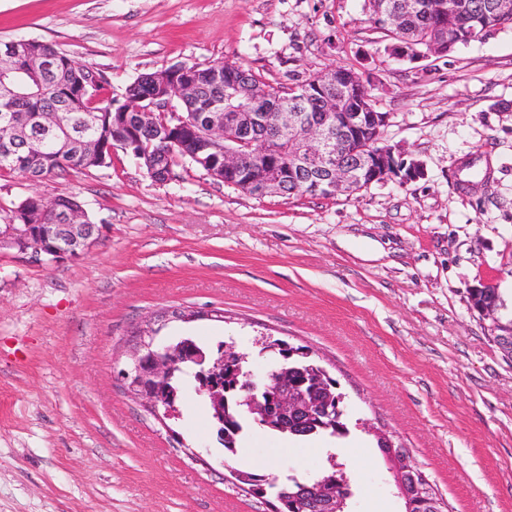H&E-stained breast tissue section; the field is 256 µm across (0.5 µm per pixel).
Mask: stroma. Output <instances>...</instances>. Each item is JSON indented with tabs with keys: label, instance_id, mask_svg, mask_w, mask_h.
Wrapping results in <instances>:
<instances>
[{
	"label": "stroma",
	"instance_id": "35a3bbf8",
	"mask_svg": "<svg viewBox=\"0 0 512 512\" xmlns=\"http://www.w3.org/2000/svg\"><path fill=\"white\" fill-rule=\"evenodd\" d=\"M54 45L121 99L138 76L217 61L290 85L350 65L373 74L382 139L421 178L346 197L256 198L182 162L159 183L112 163L31 182L0 174V224L29 195L76 193L101 228L49 266L0 253V512H266L234 470L318 473L364 453L351 512H402L376 440L408 448L448 512H512V360L468 290L512 317V28L447 55H392L366 0H0V40ZM489 178L461 188L463 161ZM214 346L270 334L336 377L354 426L306 442L252 428L225 459L194 392L176 444L120 390V346L144 318ZM208 446L199 462L191 447ZM469 303L473 310L479 312L481 314V309L488 303H494L499 311H498V324L490 325L491 331H493L495 336H493L494 340L498 338L501 334H508L511 332L512 336V318L503 320L501 317V309L504 307V301L498 291V288H492L490 285H487L483 288L482 282L479 283L478 288H471L469 291ZM498 346L504 352V354L511 353L512 356V337L510 335H502V337L498 338ZM496 341V342H497ZM508 355V356H509Z\"/></svg>",
	"mask_w": 512,
	"mask_h": 512
}]
</instances>
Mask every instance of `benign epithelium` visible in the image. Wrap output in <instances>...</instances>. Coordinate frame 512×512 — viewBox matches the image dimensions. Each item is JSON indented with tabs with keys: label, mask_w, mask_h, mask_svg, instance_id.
Returning a JSON list of instances; mask_svg holds the SVG:
<instances>
[{
	"label": "benign epithelium",
	"mask_w": 512,
	"mask_h": 512,
	"mask_svg": "<svg viewBox=\"0 0 512 512\" xmlns=\"http://www.w3.org/2000/svg\"><path fill=\"white\" fill-rule=\"evenodd\" d=\"M415 8V0H394L386 9L387 24L399 27L402 18ZM3 54L26 55L33 72H43L53 63L50 56L39 51L36 43L27 39L7 42ZM230 94L238 100L235 111H226L220 102L205 107L203 141L224 155L223 165L208 170V175L217 181L229 185L230 177L246 175L245 187L256 194H285L288 174L274 167L268 153L257 146L272 136H286L289 142L298 146L292 156L293 164L307 173L311 190L323 195H348L362 185L368 187L391 179L406 183L416 174L415 169L407 167L404 159L395 155L392 146L383 142L382 129L388 123L385 112H373L368 116L366 133L371 139L349 149L350 130L358 127L362 113L347 111L344 93L336 92L334 87L328 94L325 112L316 122L306 120L299 109L286 104L271 112L247 111V106L256 97L249 78L242 73L231 84ZM157 139L160 148L154 158L148 160V171L154 181L167 182L174 173L164 166V159L177 140L163 134ZM77 145L93 154L101 151L94 120H83L82 138ZM82 212L81 204L73 198L66 201L57 196L44 198L41 208L44 223L38 225V234L33 237L13 224L0 226V251H14L41 264L79 258L89 253L99 238L98 225L76 223ZM154 324L153 317L141 321L126 339L120 351L123 362L118 381L132 400L159 421L179 417V408L173 404L165 415H160L158 402L162 395L155 384L171 379L179 365L188 361L194 365L200 389L210 394L217 416L224 413V389L214 385V381L224 374L226 365L235 376L234 386L247 394L250 410L261 412L263 420L270 422L295 413L313 414L307 393L289 392L286 381L279 389H273V382L280 373L279 361L269 362L267 370L257 374L246 366L248 356L234 350L218 357L208 356L195 348L183 350L178 347L165 355L156 353L151 350L146 336ZM358 424L388 444L381 452L396 486H401L402 450L393 446L392 440L371 423L360 420Z\"/></svg>",
	"instance_id": "7a95c632"
}]
</instances>
